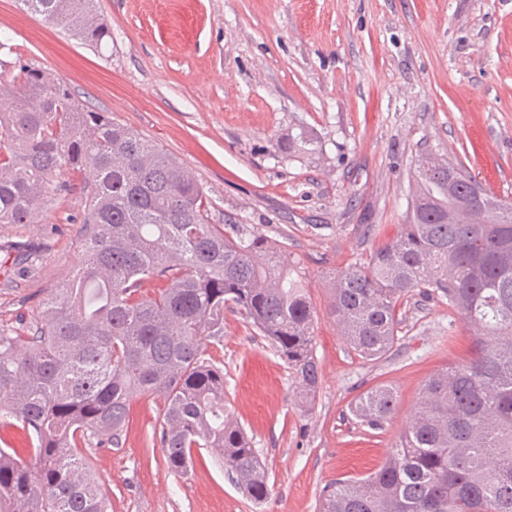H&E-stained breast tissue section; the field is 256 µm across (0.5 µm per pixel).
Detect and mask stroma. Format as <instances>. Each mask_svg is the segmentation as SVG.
I'll list each match as a JSON object with an SVG mask.
<instances>
[{"instance_id":"stroma-1","label":"stroma","mask_w":512,"mask_h":512,"mask_svg":"<svg viewBox=\"0 0 512 512\" xmlns=\"http://www.w3.org/2000/svg\"><path fill=\"white\" fill-rule=\"evenodd\" d=\"M112 46L97 52L0 0V42L62 77L173 154L203 186L215 224L283 243L316 312L320 382L311 405L273 345L237 313L205 356L224 369L232 417L253 441L272 495L255 503L207 453L169 472L151 435L159 398H137L118 448L92 449L111 512H318L334 482L386 459L430 374L470 357L471 335L447 301L399 303V340L368 361L330 313L336 271L366 258L411 215L421 155L462 165L512 199V0H97ZM47 195L36 224L0 225L39 247L17 287L0 283V323L37 314L83 255L82 177ZM380 384L397 411L383 429L350 405Z\"/></svg>"}]
</instances>
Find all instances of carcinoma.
<instances>
[{
  "label": "carcinoma",
  "mask_w": 512,
  "mask_h": 512,
  "mask_svg": "<svg viewBox=\"0 0 512 512\" xmlns=\"http://www.w3.org/2000/svg\"><path fill=\"white\" fill-rule=\"evenodd\" d=\"M98 49L112 39L95 0H19ZM0 58V224H35L61 173L83 175L84 260L19 326L0 325V422L28 430L32 462L0 448V512H109L85 449L122 445L130 404L158 396L168 470L205 449L256 503L271 495L245 429L204 357L236 311L294 370L319 382L314 311L295 261L263 234L212 224L203 187L163 147L80 101L65 81L8 50ZM412 219L332 278V314L366 360L397 337L398 302L448 299L471 356L431 374L383 464L331 484L319 512H512V203L447 160L417 161ZM397 392L362 394L353 413L387 423Z\"/></svg>",
  "instance_id": "obj_1"
}]
</instances>
